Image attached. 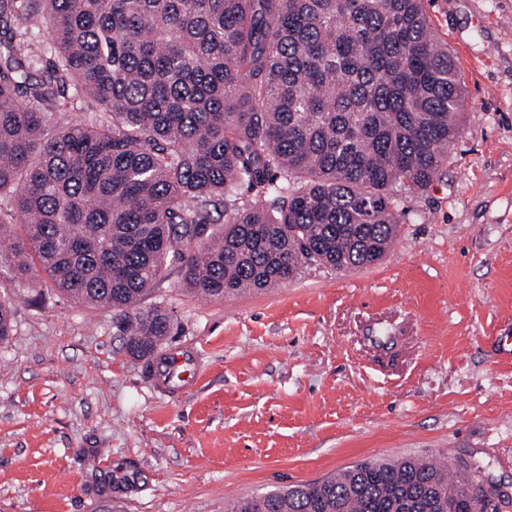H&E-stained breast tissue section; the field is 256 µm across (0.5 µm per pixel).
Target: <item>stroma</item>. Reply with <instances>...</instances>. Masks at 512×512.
Instances as JSON below:
<instances>
[{"label":"stroma","instance_id":"stroma-1","mask_svg":"<svg viewBox=\"0 0 512 512\" xmlns=\"http://www.w3.org/2000/svg\"><path fill=\"white\" fill-rule=\"evenodd\" d=\"M465 92L440 181L376 264L222 298L178 263L143 307L206 360L154 390L111 311L0 270V512H225L373 459L477 470L512 512V0H425Z\"/></svg>","mask_w":512,"mask_h":512}]
</instances>
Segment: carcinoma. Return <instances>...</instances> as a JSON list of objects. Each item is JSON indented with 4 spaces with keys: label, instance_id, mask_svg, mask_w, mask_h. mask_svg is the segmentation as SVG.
Returning <instances> with one entry per match:
<instances>
[{
    "label": "carcinoma",
    "instance_id": "1",
    "mask_svg": "<svg viewBox=\"0 0 512 512\" xmlns=\"http://www.w3.org/2000/svg\"><path fill=\"white\" fill-rule=\"evenodd\" d=\"M464 111L424 0H0V268L24 282L36 262L117 313L147 364L172 324L140 303L168 262L217 298L375 264ZM12 316L1 300V343ZM479 484L365 460L228 512H485Z\"/></svg>",
    "mask_w": 512,
    "mask_h": 512
}]
</instances>
